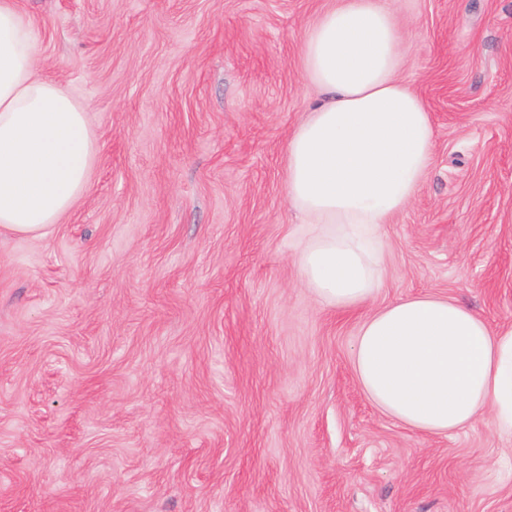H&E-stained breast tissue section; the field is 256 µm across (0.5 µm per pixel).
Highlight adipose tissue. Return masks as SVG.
Masks as SVG:
<instances>
[{
    "mask_svg": "<svg viewBox=\"0 0 512 512\" xmlns=\"http://www.w3.org/2000/svg\"><path fill=\"white\" fill-rule=\"evenodd\" d=\"M398 30L381 0H333L302 44L319 98L287 143V200L304 225L299 272L341 311L376 293L378 230L433 161L431 111L399 75ZM35 43L16 0H0V228L41 236L87 190L96 142L84 106L38 75ZM353 363L371 401L411 428L451 434L490 407L512 434V328L491 331L455 300L419 296L377 311L360 326Z\"/></svg>",
    "mask_w": 512,
    "mask_h": 512,
    "instance_id": "adipose-tissue-1",
    "label": "adipose tissue"
}]
</instances>
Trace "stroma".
Returning <instances> with one entry per match:
<instances>
[{
  "mask_svg": "<svg viewBox=\"0 0 512 512\" xmlns=\"http://www.w3.org/2000/svg\"><path fill=\"white\" fill-rule=\"evenodd\" d=\"M86 108L88 190L0 231V512H512V435L366 396L352 346L401 299L512 327V0H384L433 164L354 312L301 281L286 145L326 0H18Z\"/></svg>",
  "mask_w": 512,
  "mask_h": 512,
  "instance_id": "obj_1",
  "label": "stroma"
}]
</instances>
